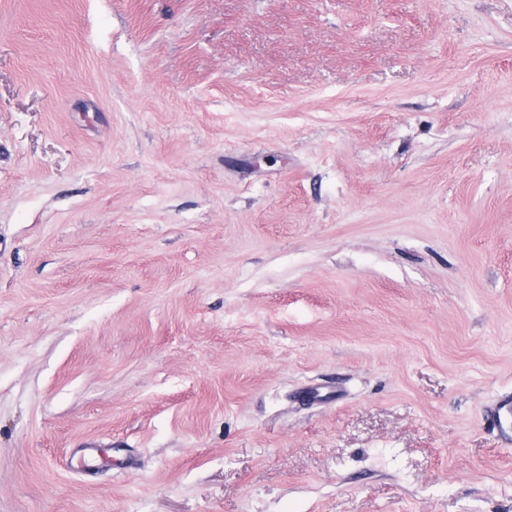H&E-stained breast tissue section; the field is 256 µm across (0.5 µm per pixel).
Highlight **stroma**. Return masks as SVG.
<instances>
[{
    "label": "stroma",
    "instance_id": "obj_1",
    "mask_svg": "<svg viewBox=\"0 0 512 512\" xmlns=\"http://www.w3.org/2000/svg\"><path fill=\"white\" fill-rule=\"evenodd\" d=\"M0 512H512V0H0Z\"/></svg>",
    "mask_w": 512,
    "mask_h": 512
}]
</instances>
